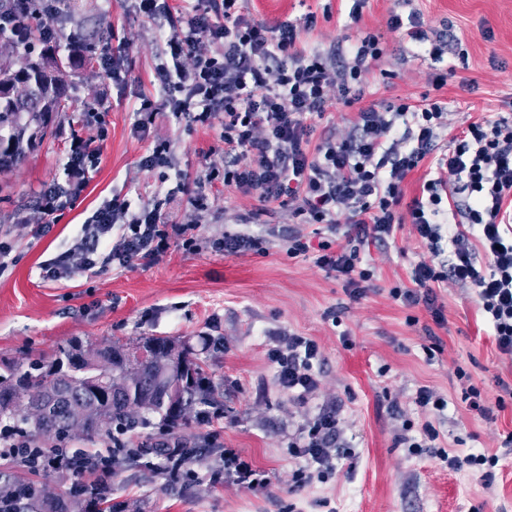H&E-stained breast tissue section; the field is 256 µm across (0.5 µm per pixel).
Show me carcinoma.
Returning a JSON list of instances; mask_svg holds the SVG:
<instances>
[{"label": "carcinoma", "instance_id": "cac0c4a2", "mask_svg": "<svg viewBox=\"0 0 512 512\" xmlns=\"http://www.w3.org/2000/svg\"><path fill=\"white\" fill-rule=\"evenodd\" d=\"M92 2L0 0V173L56 135L55 119L70 111L82 71L108 47L102 32L67 30L71 16ZM47 14L57 19V29H46ZM206 367L194 347L172 337L104 345L75 338L25 366L0 361V421L9 419L20 433L50 435L60 442L76 426L90 436L147 426V413L159 415L161 426L174 431L195 407L212 403ZM114 388L124 391L119 401L112 399ZM177 445L174 450L149 442L117 451L134 465L174 453L181 467L211 452L182 440ZM0 482L16 490L15 499L0 502V512H121L109 485L45 495L33 482L5 471Z\"/></svg>", "mask_w": 512, "mask_h": 512}]
</instances>
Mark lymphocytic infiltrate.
<instances>
[{
    "label": "lymphocytic infiltrate",
    "instance_id": "f902f5d3",
    "mask_svg": "<svg viewBox=\"0 0 512 512\" xmlns=\"http://www.w3.org/2000/svg\"><path fill=\"white\" fill-rule=\"evenodd\" d=\"M139 13L169 22L162 35L157 66L163 101L141 97L133 130L147 139L159 108L189 114L193 122L219 130L211 154L221 164H207L195 189L179 200L183 185L153 205L132 209L112 197L90 216L71 245L42 264L44 279L93 275L106 266L127 268L152 264L172 244L197 252L225 255L258 249L257 238L227 234L207 239L201 233L208 209L207 185L256 197L250 223L277 211L302 224H337L345 220L349 246L319 242L315 263L343 278L352 299H360L373 274L362 265L366 246L386 241L402 224H412L431 260L416 263L411 284L392 288L403 306L430 299L433 285L472 288L488 318L499 351L512 355V119L472 123L451 139L440 141L450 126L448 105L363 104L367 77L384 53L377 35H365L349 49L328 56L307 47L300 28L316 24L306 14L302 24L267 25L241 13L239 0H199L173 13L169 0H135ZM353 108L343 138L317 132V119L330 107ZM435 168L422 183L420 197L403 205L407 176L427 157ZM99 146L92 137L74 135L65 183L38 193L37 210L50 215L87 188ZM318 344L292 335L269 353L282 390L306 398L319 386L315 370ZM340 432L336 412L318 414L290 445L298 466L294 484L324 482L338 460L353 459L350 448L336 447ZM439 432L424 422L419 437L401 436L413 452L434 448L452 471L470 468L491 480L499 457L489 453L459 456L437 447Z\"/></svg>",
    "mask_w": 512,
    "mask_h": 512
}]
</instances>
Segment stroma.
I'll use <instances>...</instances> for the list:
<instances>
[{
    "label": "stroma",
    "instance_id": "stroma-1",
    "mask_svg": "<svg viewBox=\"0 0 512 512\" xmlns=\"http://www.w3.org/2000/svg\"><path fill=\"white\" fill-rule=\"evenodd\" d=\"M243 11L260 22L300 21L317 16L302 41L327 51L352 45L374 33L386 47L369 77L365 102H447L456 128L472 121L512 116V0H368L361 22H351L343 0H243ZM420 14L429 37H447V64L456 74L443 88L432 79L441 70L426 54L390 30V12ZM112 34V55L123 62L125 78L115 82L101 69L80 78L73 103L78 115L98 113L106 135L100 158L81 197L50 216L33 214L49 231L15 236L13 225L34 204L44 186L64 182L71 128L30 153L15 170L0 174V239L12 245V262L0 275V360L20 363L50 354L73 337L99 342H132L142 336L223 337V351L210 352L208 373L219 392L221 418L214 425L191 417L175 438L202 441L209 430L220 434L218 452L194 466L190 476L165 483L160 475L141 474L113 463L112 497L133 504L136 512H512V450L502 438L512 432V356L502 354L473 290L451 286L435 291L445 323L435 324L426 304L408 308L391 288L409 284L411 271L430 253L411 225L393 238L371 245L363 267L373 272L370 288L350 300L345 282L314 263L312 252L289 257L288 237L298 232L312 246L333 236L324 224H293L287 213L268 223L240 225L237 217L258 207L255 197L209 187L203 236L219 238L245 231L262 237L261 251L222 255L208 249L185 251L172 245L162 260L95 275L49 281L42 261L61 251L105 200L128 199L132 207L151 205L184 180L193 186L217 131L192 122L189 115L160 109L150 140L134 136L140 94L160 95L155 68L162 49L157 23L145 20L132 0H95L91 17ZM475 81L469 93L461 81ZM171 143L174 167L142 170L149 141ZM335 310V319L325 316ZM315 340L321 352L317 390L300 401L276 381L268 353L286 336ZM438 344L434 358L423 349ZM465 370L489 409L482 416L461 401ZM427 385L448 401L438 414L413 402ZM335 410L341 431L336 445L358 452L340 461L324 483L296 487V461L289 445L319 412ZM432 421L443 448L465 455L488 451L500 461L491 485L477 474L449 471L431 450L414 454L399 441L405 429L420 430ZM251 465L250 478L223 468V457ZM219 485H211L216 469Z\"/></svg>",
    "mask_w": 512,
    "mask_h": 512
}]
</instances>
